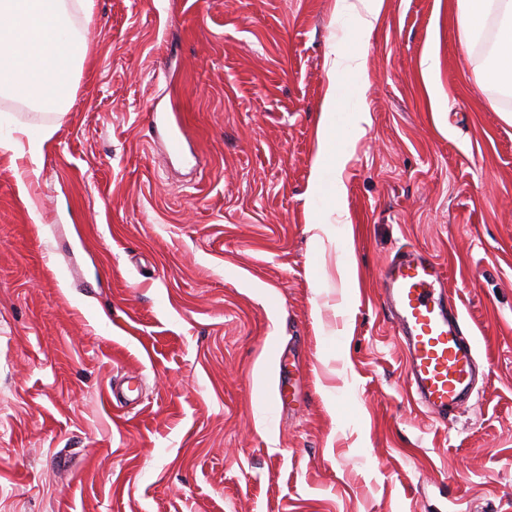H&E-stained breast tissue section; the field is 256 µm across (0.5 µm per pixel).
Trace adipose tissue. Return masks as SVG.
<instances>
[{
	"mask_svg": "<svg viewBox=\"0 0 512 512\" xmlns=\"http://www.w3.org/2000/svg\"><path fill=\"white\" fill-rule=\"evenodd\" d=\"M361 10L352 38L337 44L326 58L327 88L316 124V154L311 168L313 192H323L327 167H341L346 145L356 141L364 111L349 113L345 128L336 115L349 112L339 69L365 74L364 46L368 43L385 0H360ZM458 27L464 46L487 41L489 57L479 88L512 93V0H459ZM85 49L72 36L67 0H0V88L49 109L62 108L70 95L75 60Z\"/></svg>",
	"mask_w": 512,
	"mask_h": 512,
	"instance_id": "ef3b65f1",
	"label": "adipose tissue"
}]
</instances>
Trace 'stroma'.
Listing matches in <instances>:
<instances>
[{"label": "stroma", "instance_id": "obj_1", "mask_svg": "<svg viewBox=\"0 0 512 512\" xmlns=\"http://www.w3.org/2000/svg\"><path fill=\"white\" fill-rule=\"evenodd\" d=\"M387 2L336 117L370 122L316 195L336 0H94L65 111L0 92V139L56 129L39 177L0 151V512H512V97L479 90L458 0ZM403 246L478 335L445 424L379 302Z\"/></svg>", "mask_w": 512, "mask_h": 512}]
</instances>
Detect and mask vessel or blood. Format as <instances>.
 <instances>
[{"mask_svg": "<svg viewBox=\"0 0 512 512\" xmlns=\"http://www.w3.org/2000/svg\"><path fill=\"white\" fill-rule=\"evenodd\" d=\"M381 279L382 304L404 345L407 386L429 414L447 420L472 390L478 356L473 328L430 256L398 250Z\"/></svg>", "mask_w": 512, "mask_h": 512, "instance_id": "1", "label": "vessel or blood"}]
</instances>
